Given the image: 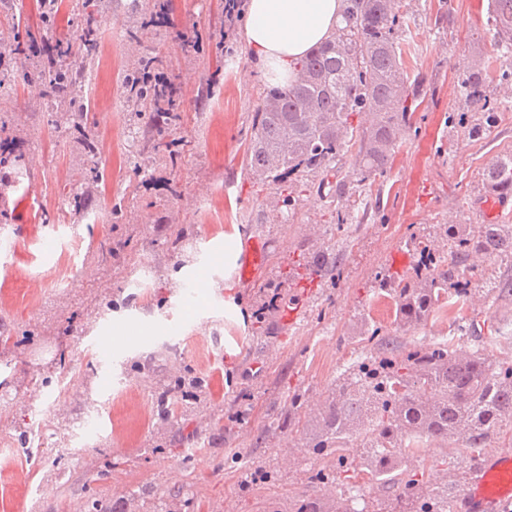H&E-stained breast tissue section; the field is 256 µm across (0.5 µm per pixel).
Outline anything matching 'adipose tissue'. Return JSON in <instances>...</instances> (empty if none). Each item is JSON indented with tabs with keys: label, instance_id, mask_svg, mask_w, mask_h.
Wrapping results in <instances>:
<instances>
[{
	"label": "adipose tissue",
	"instance_id": "adipose-tissue-1",
	"mask_svg": "<svg viewBox=\"0 0 512 512\" xmlns=\"http://www.w3.org/2000/svg\"><path fill=\"white\" fill-rule=\"evenodd\" d=\"M343 0H248L244 38L258 66L288 84L293 63L340 26Z\"/></svg>",
	"mask_w": 512,
	"mask_h": 512
}]
</instances>
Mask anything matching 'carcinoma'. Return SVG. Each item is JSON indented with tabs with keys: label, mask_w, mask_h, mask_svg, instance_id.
<instances>
[{
	"label": "carcinoma",
	"mask_w": 512,
	"mask_h": 512,
	"mask_svg": "<svg viewBox=\"0 0 512 512\" xmlns=\"http://www.w3.org/2000/svg\"><path fill=\"white\" fill-rule=\"evenodd\" d=\"M97 0H75L67 24L71 39L44 42L16 28L0 38V58L8 54L42 56L26 80L42 83L58 111L79 122L87 118L83 74L99 53L92 13ZM63 0H38L43 31L58 28ZM144 27H155L168 4L152 0ZM405 0H347L346 25L294 64L288 87L264 85L252 115L244 166L284 193L282 203L296 205L302 192L320 195L328 173H336V195L372 185L390 168L396 139L425 102L424 77L410 64L415 56L405 35ZM487 26L493 31L490 53L473 55L460 81V93L474 112L448 113V125L469 138L481 137L495 123L498 106L486 90L497 63L512 65V0H490ZM143 59L123 76L132 112L162 134L180 118L182 94L175 85L156 86ZM320 177L304 183V176ZM485 188L494 194L512 191V153L496 157L485 173ZM448 254L434 243L413 238V261L403 273L376 274L380 291L394 301L396 321L414 328L426 322L452 294H472L469 260L475 256L512 259V224H455L448 227ZM372 344L370 355L349 364L339 375L336 392L309 420L305 443L316 456L328 451L344 464V450L358 440L365 449L359 472L348 480L375 486L388 510L377 512H455L456 486L433 483L408 464L409 456L430 440L457 444L454 467L469 476L481 464V451L512 423V359H492L477 349L460 353L451 342L394 353L379 337V328L362 331ZM180 384L207 393L208 376L193 372ZM298 400H291L281 426L300 424ZM289 512H353L346 499L298 498Z\"/></svg>",
	"instance_id": "obj_1"
}]
</instances>
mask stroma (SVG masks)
<instances>
[{
	"label": "stroma",
	"mask_w": 512,
	"mask_h": 512,
	"mask_svg": "<svg viewBox=\"0 0 512 512\" xmlns=\"http://www.w3.org/2000/svg\"><path fill=\"white\" fill-rule=\"evenodd\" d=\"M407 2L434 95L371 188L380 213L352 233L336 228L345 199L306 192L285 218L274 189L245 170L266 78L242 34L233 54L216 56L224 0H170L167 24L136 39L134 0H102L92 119L79 126L58 123L38 83L0 90L22 169L0 186V242L12 245L0 252V331L11 336L0 344V512H84L91 497L125 512H286L289 499L342 490L310 481L311 469L335 471L336 458L308 453L305 433L279 418L294 397L303 416L322 409L345 366L367 354L364 327L402 351L433 346L444 327L455 349L470 352L480 346L457 326L474 319L502 330L480 347L485 354L512 357V300L485 297L488 282L512 275V259L475 263L466 304L446 302L415 328L375 292L378 271L408 267L412 236L442 242L448 225L486 219L485 171L512 152V95L500 81L488 88L499 110L482 139L445 123L466 109L465 57L490 48L489 0ZM195 38L200 54H184L181 41ZM144 57L182 89L168 133L180 143L174 160L152 150L155 129L123 103L121 75ZM90 142L106 174L91 191ZM82 192L83 213L64 206ZM180 227L190 231L183 247L172 237ZM234 235L268 246L266 270L247 286L224 265ZM322 254L339 257L336 279L292 275ZM183 371L212 376V390L179 393L175 418L162 419L156 403ZM184 448L194 449L192 462Z\"/></svg>",
	"instance_id": "1"
}]
</instances>
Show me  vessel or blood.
Listing matches in <instances>:
<instances>
[{"instance_id":"1","label":"vessel or blood","mask_w":512,"mask_h":512,"mask_svg":"<svg viewBox=\"0 0 512 512\" xmlns=\"http://www.w3.org/2000/svg\"><path fill=\"white\" fill-rule=\"evenodd\" d=\"M267 249L259 239L250 240L238 254L236 277L240 284L252 282L267 266ZM512 501V453L486 456L461 495L464 512H498Z\"/></svg>"}]
</instances>
